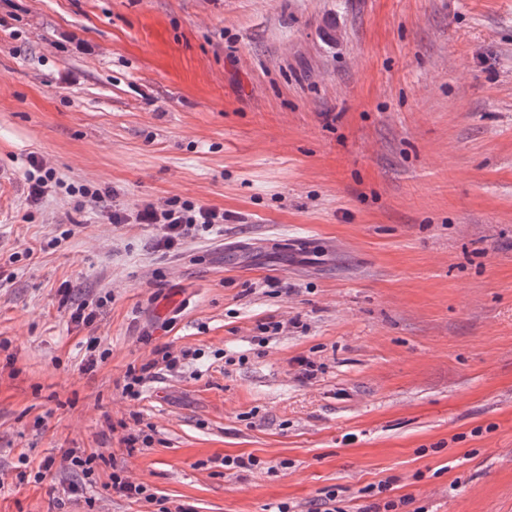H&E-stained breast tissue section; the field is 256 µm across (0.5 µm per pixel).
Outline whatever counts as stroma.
<instances>
[{
  "mask_svg": "<svg viewBox=\"0 0 512 512\" xmlns=\"http://www.w3.org/2000/svg\"><path fill=\"white\" fill-rule=\"evenodd\" d=\"M0 173V512H156L116 470L170 512H512V0H0ZM70 184L234 220L168 252ZM160 346L200 357L129 400ZM30 170L28 175V199L31 204H39L46 197L52 188L62 185V182L56 177L53 169L45 168L42 161L37 158H31ZM68 458L70 461V468L75 470L76 472L80 471L83 475L84 480L82 483H69V485L63 489L64 494L68 496V499L74 498V500H78L79 498H84L85 503L90 505V498L84 496L86 483L92 482L91 476L95 472V465L97 457L95 455H76L74 450L70 451L68 454ZM88 480V481H87ZM109 487L112 488L113 493L119 495L120 497H124L134 502L142 500L146 502H156L158 505L162 506L160 508L161 512H170L167 507L163 506L164 500L161 498L158 499L154 493H149L147 486L131 482L119 473H112V481L110 485H108V488Z\"/></svg>",
  "mask_w": 512,
  "mask_h": 512,
  "instance_id": "1",
  "label": "stroma"
}]
</instances>
